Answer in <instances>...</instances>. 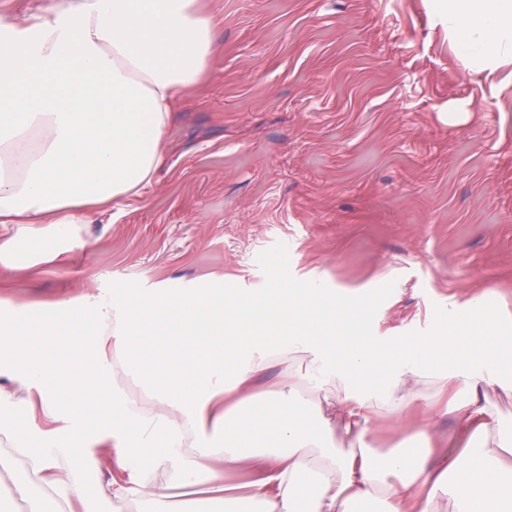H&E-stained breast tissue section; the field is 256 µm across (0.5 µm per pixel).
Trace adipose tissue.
Returning <instances> with one entry per match:
<instances>
[{
  "mask_svg": "<svg viewBox=\"0 0 512 512\" xmlns=\"http://www.w3.org/2000/svg\"><path fill=\"white\" fill-rule=\"evenodd\" d=\"M448 43L474 71L512 64V0H438ZM213 23L197 0H64L22 41L0 47V265L42 253L54 260L79 224L114 204L143 197L166 162L164 136L174 104L202 81L213 52ZM24 224L46 225L31 239ZM360 305L327 298L314 286L273 288L246 295L224 284L173 291L158 284L121 297L109 291L63 300L42 314L46 334L60 320L71 326L79 354L30 355V311L13 308L0 324V375L26 388L17 399L0 387V429L40 413L41 438L19 433L15 452L36 476L18 483L17 497L33 512H97L87 474L108 456L113 512L130 501L160 499L151 475L177 470L184 485H207L225 512H352L382 496L385 512H512V433L498 451L478 434L494 421L484 403L483 365L512 346V328L423 339L428 350L448 347L445 381L456 393L445 407L469 435L461 455L432 464L417 449L376 464L371 448L331 446V436L363 439L374 402L396 415L410 405L399 382L427 375L411 355L379 357ZM93 335H85V328ZM177 337L187 362L174 375H156L151 393L163 417L144 416L112 386L115 368L138 375L144 337ZM301 353L303 377L315 389L334 387V429L303 424L291 394L266 391L259 414L248 415L253 377L270 358ZM98 399L88 402L86 376ZM70 385L60 396V382ZM158 440L153 458L138 450ZM259 471L244 492L226 485L227 472Z\"/></svg>",
  "mask_w": 512,
  "mask_h": 512,
  "instance_id": "1",
  "label": "adipose tissue"
}]
</instances>
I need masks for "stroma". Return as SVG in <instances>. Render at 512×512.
Listing matches in <instances>:
<instances>
[{"label": "stroma", "instance_id": "35a3bbf8", "mask_svg": "<svg viewBox=\"0 0 512 512\" xmlns=\"http://www.w3.org/2000/svg\"><path fill=\"white\" fill-rule=\"evenodd\" d=\"M216 19L210 79L176 106L154 187L81 224L66 260L0 265V300L32 312L107 289L225 281L248 293L319 277L363 302L386 357L448 324L512 326V64L465 69L433 0H201ZM258 373L317 426L336 403L295 373ZM497 447L512 395L486 388ZM376 461L426 441L414 419L370 413Z\"/></svg>", "mask_w": 512, "mask_h": 512}]
</instances>
